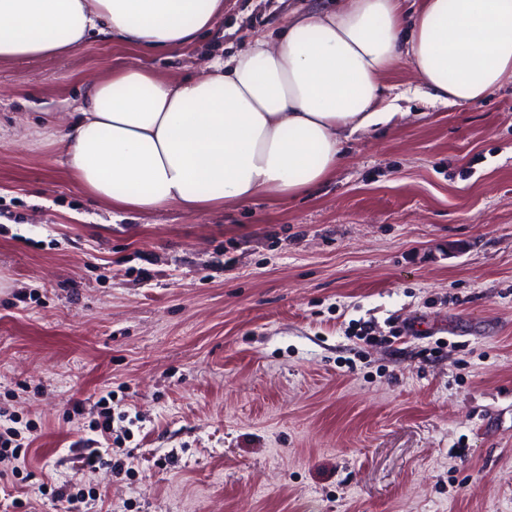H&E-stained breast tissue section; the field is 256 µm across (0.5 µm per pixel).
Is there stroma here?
Segmentation results:
<instances>
[{
    "label": "stroma",
    "mask_w": 512,
    "mask_h": 512,
    "mask_svg": "<svg viewBox=\"0 0 512 512\" xmlns=\"http://www.w3.org/2000/svg\"><path fill=\"white\" fill-rule=\"evenodd\" d=\"M224 4L207 45L148 64L195 73L338 0ZM133 56L98 37L0 63V407L40 430L4 479L25 512H61L45 483L95 512H512V82L446 105L400 61L394 118L308 193L139 214L46 161L81 80ZM108 393L127 467L80 470Z\"/></svg>",
    "instance_id": "obj_1"
}]
</instances>
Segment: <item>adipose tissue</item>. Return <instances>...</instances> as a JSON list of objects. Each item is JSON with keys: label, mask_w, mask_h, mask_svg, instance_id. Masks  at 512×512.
<instances>
[{"label": "adipose tissue", "mask_w": 512, "mask_h": 512, "mask_svg": "<svg viewBox=\"0 0 512 512\" xmlns=\"http://www.w3.org/2000/svg\"><path fill=\"white\" fill-rule=\"evenodd\" d=\"M224 0H0V62L62 58L93 30L146 55L195 46ZM408 61L436 101L473 105L512 78V0H343L173 79L144 63L86 84L55 136L65 175L105 207L200 214L331 178L343 131L388 123L382 81Z\"/></svg>", "instance_id": "adipose-tissue-1"}]
</instances>
